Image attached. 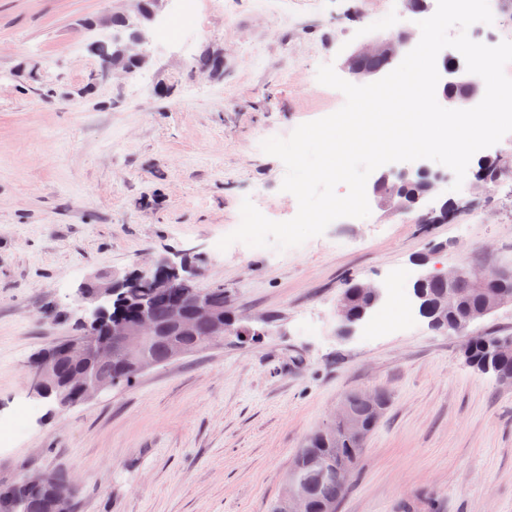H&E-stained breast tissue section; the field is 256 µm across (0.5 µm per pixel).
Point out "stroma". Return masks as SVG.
I'll return each instance as SVG.
<instances>
[{
    "label": "stroma",
    "mask_w": 512,
    "mask_h": 512,
    "mask_svg": "<svg viewBox=\"0 0 512 512\" xmlns=\"http://www.w3.org/2000/svg\"><path fill=\"white\" fill-rule=\"evenodd\" d=\"M385 0H317L284 24L259 0H204L182 46L107 78L92 43L115 0H0V482L61 473L77 512H271L308 439L352 393L386 390L337 512H512V387L464 358L467 337L419 314L396 329L336 333L349 280L413 301L417 279L512 264V175L480 201L439 185L432 223L341 218L283 251L236 242L243 199L292 219L285 166L261 144L326 117L344 94L317 80L365 38L408 26ZM224 74L198 73L204 52ZM459 209L445 217L446 200ZM159 255L264 327L185 355L66 409L34 397L30 364L81 326L76 292Z\"/></svg>",
    "instance_id": "35a3bbf8"
}]
</instances>
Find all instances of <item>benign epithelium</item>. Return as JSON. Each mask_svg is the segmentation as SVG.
I'll return each mask as SVG.
<instances>
[{"instance_id":"7a95c632","label":"benign epithelium","mask_w":512,"mask_h":512,"mask_svg":"<svg viewBox=\"0 0 512 512\" xmlns=\"http://www.w3.org/2000/svg\"><path fill=\"white\" fill-rule=\"evenodd\" d=\"M160 0H152V6L142 11L133 9L131 12L115 13L103 26L96 42L120 41L121 30L135 31L131 41L122 50L104 60L103 70L107 75L128 73L131 68L128 62L136 67H144L150 58L144 47L145 25L149 23L156 12ZM121 20L123 29L115 28V21ZM415 32L404 28L395 35L375 36L360 43L347 54L342 67L354 82L364 85L375 82L387 75V70L370 65L375 59L386 60L396 64L414 48ZM484 96L482 78L467 72L465 63L455 57L443 62L440 80L436 88L438 97L449 109H468L476 106ZM389 173L383 171L374 180L373 192L393 212L405 215L414 210L399 196L387 190ZM471 278L476 285L489 291L486 306L495 309L509 301L506 293L496 288L497 282L488 279L484 273L469 268H458L444 273L448 279V300L446 306L451 308L457 303L454 283L463 278ZM368 296V307L353 310L346 298L336 303L337 332L346 336L355 325L369 313L370 307L381 299L380 291L371 284L358 283ZM123 288L143 289L142 302L137 315L132 318L107 317L110 300ZM178 291L179 297L168 310V326L176 336H188L192 330L203 325L208 327V333L198 342L187 346L179 341L173 343L168 354V360L179 358L193 350H203L224 344L226 336H242L246 329L241 325V319L215 310L197 289L196 272L187 263L175 262L167 256H158L146 267L136 271V276H99L80 288L79 303L87 311L88 318L84 321L87 334L77 336L62 343L58 348L51 349L35 360L29 369L30 389L39 398L47 399L60 408H67L89 401L102 393L112 390V377H92L83 370H75L61 380H56L60 358L81 365L90 355V336L102 330L109 339V345L102 347L96 353L97 360L104 368L112 366V351L117 350L123 355V365L127 369L141 373L155 366L147 360L142 347L145 339L160 332V326L154 320L150 306L147 303L149 295ZM335 422L340 424L346 435L362 444L370 423L363 416L351 411L349 401H344L336 412ZM24 491L38 494L49 490L52 497L54 512H68L71 487H54L49 484L44 475H24L21 481ZM309 484L289 474L288 483L282 496V501L288 506V512H307Z\"/></svg>"}]
</instances>
